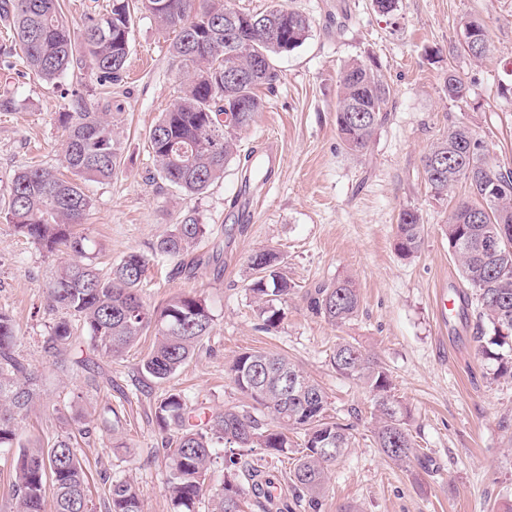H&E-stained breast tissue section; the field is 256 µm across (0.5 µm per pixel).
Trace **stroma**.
Returning <instances> with one entry per match:
<instances>
[{
    "mask_svg": "<svg viewBox=\"0 0 512 512\" xmlns=\"http://www.w3.org/2000/svg\"><path fill=\"white\" fill-rule=\"evenodd\" d=\"M307 16V39L275 60L272 89H260L263 107L237 135L236 158L223 178L203 193L181 199L162 183L147 136L161 112L179 95L184 70L174 57V33L148 15L134 17L128 78L113 88L111 112L122 146V165L112 181L90 182L93 200L86 224L100 258L112 263L132 251L150 253L154 242L193 211L208 234L195 251L197 265L178 259L151 262L142 289L158 306L194 291L215 315L193 358L165 382L140 370L153 343L144 336L122 358L93 351L82 341L62 370L42 351L53 317L46 287L59 263L0 223V309L19 329V351L42 374L44 396L23 422L27 439L54 440L75 431V409L95 431L79 457L88 473L97 512H106L110 481L138 487L144 512H171L165 494L166 465L154 403L182 390L206 412L241 404L227 369L248 350L281 354L302 368L328 397V413L355 420L352 445L328 472L320 512H502L504 487H512V378L497 376L475 337L477 311L440 321L436 292H468L457 260L441 231L459 200L457 183L435 200L422 159L450 125L471 128L487 159L512 169V0H398L381 14L373 0H280ZM486 25L490 54L477 61L458 45L462 19ZM18 46L0 22V199L25 166L58 165L64 148L57 113L67 111L72 91L98 94L91 70L49 85L16 66ZM374 59L393 94L387 119L361 156L348 153L336 130L338 80L353 59ZM455 69L467 96L452 101L443 77ZM275 140L281 168L273 181L244 182L248 155ZM249 187L252 219L239 223L231 200ZM418 211L425 224L417 257L394 247L402 210ZM272 248L285 257L284 273L295 293L271 331L261 330L246 289L250 255ZM352 279L361 296L357 318L336 327L313 314L307 294L318 285ZM359 343L388 367L392 392L410 412L409 428L426 466H397L377 448L368 391L338 375L330 354L339 340ZM92 359L111 387H91L78 368Z\"/></svg>",
    "mask_w": 512,
    "mask_h": 512,
    "instance_id": "35a3bbf8",
    "label": "stroma"
}]
</instances>
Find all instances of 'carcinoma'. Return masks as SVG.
I'll use <instances>...</instances> for the list:
<instances>
[{"mask_svg":"<svg viewBox=\"0 0 512 512\" xmlns=\"http://www.w3.org/2000/svg\"><path fill=\"white\" fill-rule=\"evenodd\" d=\"M235 22L224 37L226 12ZM152 16L175 33L171 45L186 67L180 96L150 129L148 143L158 176L185 196L202 193L224 176L235 159L236 134L249 127L262 108L258 89L277 78L276 57L299 47L307 38L309 19L271 0L259 13L233 8L228 0H112L109 10L88 14L79 31L71 30L59 0H0V20L13 27L21 50L20 64L42 81L56 84L69 71L88 66L100 86L123 83L130 54L133 13ZM227 70L248 78L224 81ZM450 100L466 95L463 79L453 69L444 78ZM392 88L377 67L360 60L341 72L335 122L345 149L367 151L387 119ZM106 96L72 94L68 110L57 120L65 132L60 169L25 168L12 179L0 214L20 236L42 252L62 256L47 288L54 322L42 342L52 363L66 366L78 339L90 336L96 348L122 357L150 332L154 343L141 360V370L157 382L176 374L214 325L206 300L187 292L164 305L146 306L141 290L150 259L130 252L103 271L96 262V244L85 223L93 201L86 183L109 181L121 164V143L110 120ZM466 125H454L429 148L440 172L423 167L433 196L443 199L459 181L469 197L453 209L442 232L473 291L477 339H487L483 354L497 363V375L512 377V357L492 350L512 340V170L491 164L482 141ZM207 227L187 211L153 245L155 257L179 258L193 253ZM397 253L416 256L424 240V224L414 210L400 213L396 224ZM281 253L261 248L249 257L252 279L247 289L262 328L276 327L294 286L281 272ZM358 289L349 279L315 288L309 307L325 321L342 326L357 317ZM18 328L0 310V449L15 450L13 512H95L87 475L77 456L78 439L90 437L89 426L78 434L60 435L48 445L24 442L20 424L40 400V375L18 351ZM336 372L365 385L372 393L377 426L374 440L395 464L421 459L409 429V413L391 395L389 370L378 357L349 341L332 351ZM243 404L209 414L185 394L169 390L159 397L154 416L164 434L166 491L174 512H198L209 500L210 512H244L239 478L251 482L253 505L266 510L277 497V482L260 459V448L274 456L290 447L288 429L303 431L300 457L289 472L295 504L319 512L329 467L352 444L354 424L327 414V396L286 357L266 351H245L229 366ZM298 380L283 392L282 376ZM224 460V474L214 484L211 469ZM107 512H143L139 489L128 480L108 488Z\"/></svg>","mask_w":512,"mask_h":512,"instance_id":"obj_1","label":"carcinoma"}]
</instances>
